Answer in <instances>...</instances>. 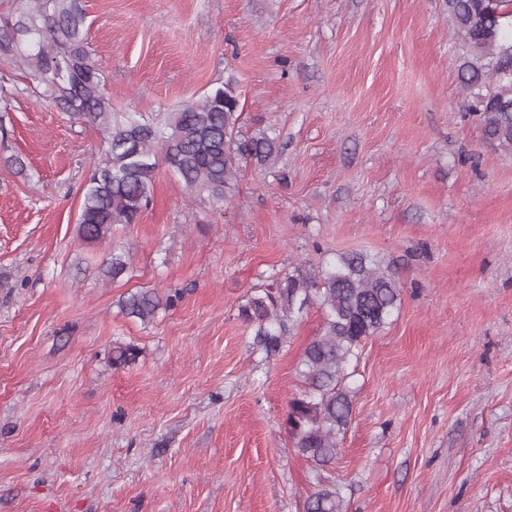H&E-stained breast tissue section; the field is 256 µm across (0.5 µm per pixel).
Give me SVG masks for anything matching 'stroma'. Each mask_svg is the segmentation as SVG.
<instances>
[{
	"mask_svg": "<svg viewBox=\"0 0 512 512\" xmlns=\"http://www.w3.org/2000/svg\"><path fill=\"white\" fill-rule=\"evenodd\" d=\"M444 3L85 0L115 111L158 122L229 82L242 133L281 145L228 201L158 163L102 243L77 224L99 132L0 59V512H306L329 483L347 512H512V150L469 111ZM350 251L390 266L401 303L318 467L285 418L322 309L267 358L238 308ZM152 288L182 295L148 325L121 313ZM118 343L135 364L113 366Z\"/></svg>",
	"mask_w": 512,
	"mask_h": 512,
	"instance_id": "35a3bbf8",
	"label": "stroma"
}]
</instances>
